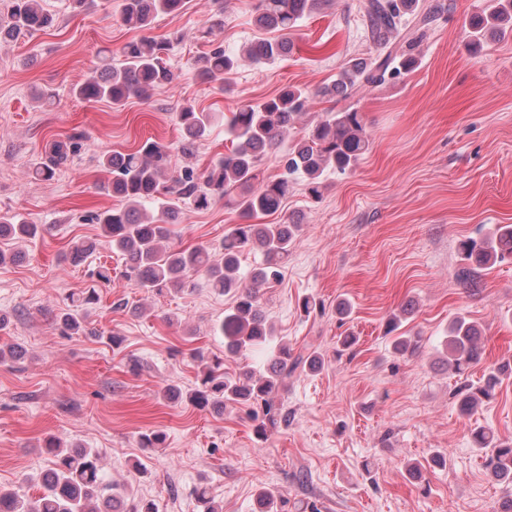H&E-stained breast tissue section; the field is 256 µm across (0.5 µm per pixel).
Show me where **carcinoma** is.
<instances>
[{
    "label": "carcinoma",
    "instance_id": "1",
    "mask_svg": "<svg viewBox=\"0 0 512 512\" xmlns=\"http://www.w3.org/2000/svg\"><path fill=\"white\" fill-rule=\"evenodd\" d=\"M330 0H256L253 7L257 28L277 33L273 39L248 43L237 53L224 49L220 34L224 12L217 11L201 30L209 49L191 61L196 75L210 83L224 85V79L247 59L267 65L285 57L303 22L329 4ZM185 0H122V22L136 29L150 28L159 14L180 12ZM360 11L369 39L378 50L370 59L347 61L331 83L311 93L297 86H286L277 95L262 101L244 100L225 118L224 134L231 150L202 170L176 169L171 165V146L148 139L129 153L105 154L100 166L111 174L103 190L120 199L112 209L98 210L87 221L100 226L112 249L122 256L123 275L135 287L150 294L178 289L192 273L205 276L214 291L229 295L231 306L217 331L224 336V355L236 356L245 350L266 346L274 335L263 312L259 290L279 281L281 267L300 231V224L287 217L278 224H252L257 214L280 210L293 187L302 179L312 197L320 196L324 177L329 172L344 174L354 168L369 150L370 134L361 112L352 100L367 85L381 84L411 72L417 64L412 50L403 49V31L410 24L422 28L432 18V6L419 0H364ZM57 18L43 7V0H0V43L34 31L52 28ZM467 48L480 53L487 41L512 35V0H493V4L473 14L465 22ZM172 39L156 40L143 36L127 42L122 60L112 55L99 56L97 66L74 94L84 100H106L114 108L131 98L146 100L153 90L172 84L176 74L168 64ZM322 97L338 105L324 118L310 123L302 132L291 134L312 97ZM181 131L179 150L189 155L210 131L211 115L186 104L177 112ZM292 135L288 150L279 156L281 173L273 178L260 176L263 160L274 153L287 135ZM83 136L73 133L55 139L34 163L31 174L51 180L70 157L80 151ZM224 201L234 207L242 222L224 235L220 249L183 248L175 243L174 226L182 222L183 211H203ZM153 205L147 212L145 204ZM43 231L15 215L0 214V239L25 241ZM95 249V242L71 243L69 259L78 263ZM251 251L262 254V263L249 275L240 272V257ZM462 267L456 274L460 286L470 294L479 291L480 272L507 259L512 260V224H497L480 238H467L458 246ZM99 289L86 288L71 297L67 311L57 317L64 336L86 332L88 307L98 303ZM406 307L390 316L386 332L392 336L391 348L397 355L414 352L419 337L399 333ZM448 368L462 376L478 364L484 352L482 333L464 317L448 325L445 340ZM25 356L23 347H0V364L15 363ZM191 357L200 363L199 384L184 393L176 384L164 389L163 397L181 398L200 410L221 413L227 407L249 405L256 435L265 439L279 424L288 421V412L277 403L283 381L297 370L319 371L323 357L317 351L294 353L282 343L265 369L243 367L231 375L223 361H209L200 349ZM512 378V361L489 366L478 384H464L454 392L460 414L471 416L476 408L493 396L496 388ZM473 445L484 453V466L498 481L512 484V437H501L485 427L469 429ZM52 456V467L41 475L42 492L34 501L15 489L0 487V512H123L124 495L117 486L100 476V451L81 445L70 449L56 437L45 443Z\"/></svg>",
    "mask_w": 512,
    "mask_h": 512
}]
</instances>
